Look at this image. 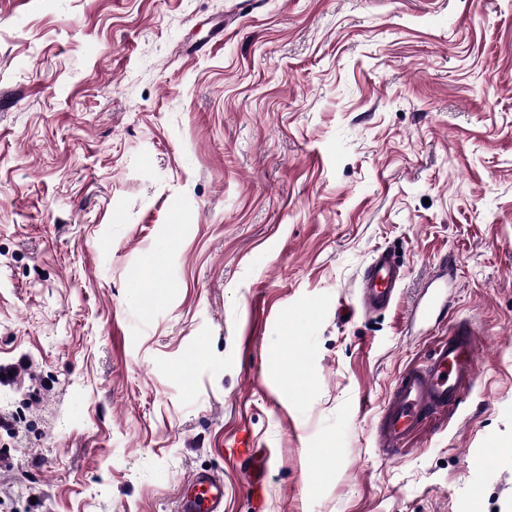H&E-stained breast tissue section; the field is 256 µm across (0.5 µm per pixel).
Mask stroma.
Instances as JSON below:
<instances>
[{
    "label": "stroma",
    "mask_w": 512,
    "mask_h": 512,
    "mask_svg": "<svg viewBox=\"0 0 512 512\" xmlns=\"http://www.w3.org/2000/svg\"><path fill=\"white\" fill-rule=\"evenodd\" d=\"M237 3L0 0V512H173L198 471L251 512L243 430L272 512H512V0ZM464 318L463 404L384 455ZM400 281L401 271L395 260L385 252H377L362 274V309L371 312L388 307L395 298ZM453 269L448 262L443 263L439 271L431 278L430 285L425 288L419 301L411 308L410 317L414 321H428L433 317L438 319L448 311V277ZM437 283V284H435ZM435 284L434 286H432ZM481 335L474 323L459 321L423 364L399 375L376 429V444L384 454L393 456L403 449L431 414L462 403L477 376ZM249 443L245 437L239 439L234 435L230 440L224 441V447L229 455L243 458L244 462L250 466L252 477L249 487L252 494L257 496V506L254 508V512H267L269 505L261 493L262 472L267 460L265 461L264 457L259 459L257 450H254V446Z\"/></svg>",
    "instance_id": "35a3bbf8"
}]
</instances>
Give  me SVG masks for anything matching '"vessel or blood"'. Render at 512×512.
Here are the masks:
<instances>
[{
  "label": "vessel or blood",
  "instance_id": "obj_1",
  "mask_svg": "<svg viewBox=\"0 0 512 512\" xmlns=\"http://www.w3.org/2000/svg\"><path fill=\"white\" fill-rule=\"evenodd\" d=\"M451 275V268L445 265L433 275L432 285L410 311L412 320L428 321L447 312ZM400 281L401 271L395 260L386 253H376L362 274V309L371 312L388 307ZM480 336L474 323L457 322L447 340L437 343L423 364L406 368L399 375L376 429V444L384 454H397L431 414L460 405L477 376ZM224 446L229 455L242 458L252 470L249 487L257 497L254 512H268L269 505L261 495L265 459L259 458L253 445L243 438H231ZM181 508L183 512H223V483L204 473L192 474Z\"/></svg>",
  "mask_w": 512,
  "mask_h": 512
}]
</instances>
